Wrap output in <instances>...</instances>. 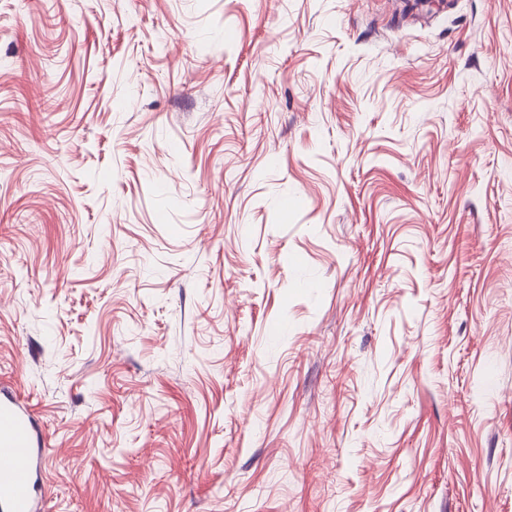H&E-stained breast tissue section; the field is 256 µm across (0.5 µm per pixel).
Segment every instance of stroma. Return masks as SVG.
<instances>
[{
  "instance_id": "35a3bbf8",
  "label": "stroma",
  "mask_w": 512,
  "mask_h": 512,
  "mask_svg": "<svg viewBox=\"0 0 512 512\" xmlns=\"http://www.w3.org/2000/svg\"><path fill=\"white\" fill-rule=\"evenodd\" d=\"M1 385L46 512H512V0H0Z\"/></svg>"
}]
</instances>
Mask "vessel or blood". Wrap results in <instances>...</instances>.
<instances>
[{"label": "vessel or blood", "instance_id": "vessel-or-blood-1", "mask_svg": "<svg viewBox=\"0 0 512 512\" xmlns=\"http://www.w3.org/2000/svg\"><path fill=\"white\" fill-rule=\"evenodd\" d=\"M45 448L28 408L0 389V512H41L36 483Z\"/></svg>", "mask_w": 512, "mask_h": 512}]
</instances>
